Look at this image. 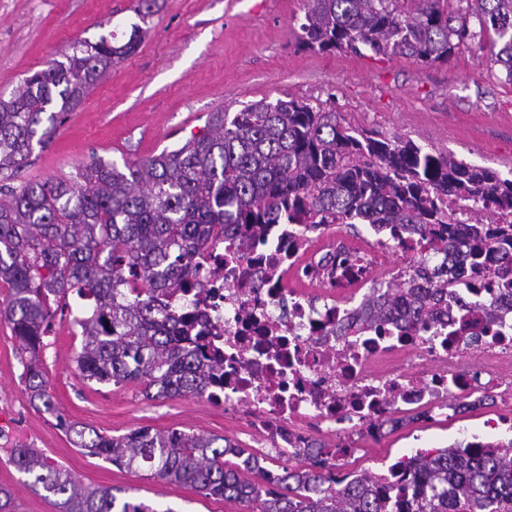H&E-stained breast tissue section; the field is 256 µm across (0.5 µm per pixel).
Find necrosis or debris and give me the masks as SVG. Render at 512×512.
I'll list each match as a JSON object with an SVG mask.
<instances>
[{
    "label": "necrosis or debris",
    "mask_w": 512,
    "mask_h": 512,
    "mask_svg": "<svg viewBox=\"0 0 512 512\" xmlns=\"http://www.w3.org/2000/svg\"><path fill=\"white\" fill-rule=\"evenodd\" d=\"M344 243L270 224L251 250L216 243L196 259L199 287L169 296V312L191 315L218 359L225 414L247 415L265 456L322 447L346 481L354 477L346 464L364 441L413 421L468 413L485 385L506 399L499 422L512 428V382L496 373L500 361H512V293L493 284L449 289L447 316L416 332L396 319L356 324L353 295L379 286L381 256L393 250L417 259L425 250L410 237L376 241L367 265L353 268L342 262ZM474 298L495 307L497 319L461 310ZM473 352L482 373L460 364ZM452 392L461 402L449 404Z\"/></svg>",
    "instance_id": "4bbe7bcc"
}]
</instances>
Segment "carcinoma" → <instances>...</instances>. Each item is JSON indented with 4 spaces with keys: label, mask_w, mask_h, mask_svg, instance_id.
Here are the masks:
<instances>
[{
    "label": "carcinoma",
    "mask_w": 512,
    "mask_h": 512,
    "mask_svg": "<svg viewBox=\"0 0 512 512\" xmlns=\"http://www.w3.org/2000/svg\"><path fill=\"white\" fill-rule=\"evenodd\" d=\"M300 42L317 51L445 63L458 47L489 38L491 60L512 81V0H306ZM140 27L112 45L76 42L64 60L0 95V302L28 354L31 398L54 407L39 363L57 311H69L82 336L83 381L135 383L147 396H205L218 361L191 316H159L162 300L189 287L193 258L223 238L248 249L266 224H299L305 234L330 224L372 226L433 248L439 263L417 281L407 273L368 303L373 322L401 309L412 331L436 315L434 297L459 268L473 288L493 274L512 289V179L434 154L411 140L358 130L332 109L303 100L249 102L212 112L205 129L180 147L124 164L92 158L72 178L17 181L34 145L46 147L66 116L112 65L135 53ZM144 294L126 296L128 282ZM85 304L72 308L69 296ZM90 454L259 512H512V442L468 444L415 455L391 466L398 494L373 474L344 483L311 458L308 469L276 477L225 437L138 427L119 437L69 426ZM11 462L61 498L62 512H159L110 489L83 487L35 448Z\"/></svg>",
    "instance_id": "carcinoma-1"
}]
</instances>
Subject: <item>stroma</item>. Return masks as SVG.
I'll return each instance as SVG.
<instances>
[{"instance_id": "stroma-1", "label": "stroma", "mask_w": 512, "mask_h": 512, "mask_svg": "<svg viewBox=\"0 0 512 512\" xmlns=\"http://www.w3.org/2000/svg\"><path fill=\"white\" fill-rule=\"evenodd\" d=\"M0 0V95L10 96L34 72L61 59L79 40L112 31L127 40L143 30L137 51L113 65L45 148L35 149L19 177H65L99 156L116 164L173 148L203 131L210 113L239 111L244 103L301 99L333 108L353 127L413 140L431 152L490 168L512 179V83L487 51L472 44L445 63L358 56L299 46L305 0ZM109 28H101V21ZM41 362L53 411L31 401L22 377V352L0 320V488L6 512H60L54 496L36 487L10 461L15 448H34L82 484L137 497L160 512H250L187 486L153 478L143 466L116 467L76 446L64 426L121 436L131 429L172 428L212 436L259 451L263 442L243 421L224 416L204 397L148 399L135 384L83 382L75 358L80 337L68 316H55ZM500 405L493 399L463 416L436 418L370 442L350 459L359 473H378L420 450L462 443L512 441L490 428Z\"/></svg>"}]
</instances>
